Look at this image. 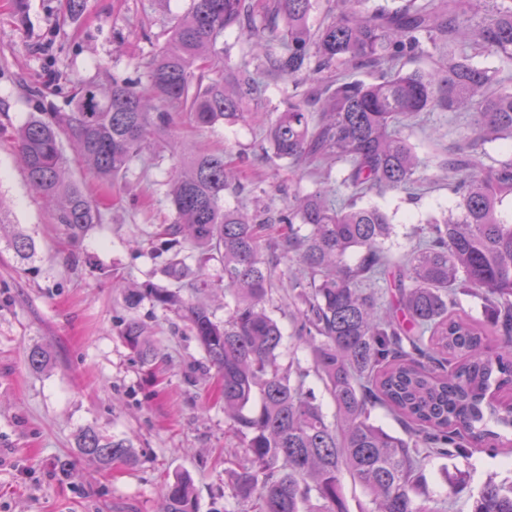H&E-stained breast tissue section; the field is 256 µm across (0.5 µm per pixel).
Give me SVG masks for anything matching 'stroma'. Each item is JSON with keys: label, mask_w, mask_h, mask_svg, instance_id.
Listing matches in <instances>:
<instances>
[{"label": "stroma", "mask_w": 512, "mask_h": 512, "mask_svg": "<svg viewBox=\"0 0 512 512\" xmlns=\"http://www.w3.org/2000/svg\"><path fill=\"white\" fill-rule=\"evenodd\" d=\"M188 7L189 0H86L73 16L67 0H0V206L36 247L25 260L0 238V512H160L165 482L184 472L194 480L198 512L234 506L225 461L243 459L245 449L228 431L200 343L186 320L147 301L128 309L120 291L170 285L151 252L156 225L173 218L165 182L174 157L164 155L147 170L135 165L114 188L70 157V177L101 213L85 240L72 245L30 188L12 138L38 106L69 111L78 82L110 74L148 86L147 60ZM468 121L465 112H425L404 128L424 191L415 199L393 191L380 200L393 216V256L413 244L431 214L452 205L440 163ZM261 128L251 120L198 132L179 120L172 137L188 150L222 148L233 160L241 189L225 193L227 202L276 212L288 191L314 184L303 166L266 158ZM132 316L165 356L157 369L143 366L120 335L122 320ZM36 343L51 354L40 372L26 361ZM87 426L132 439L138 464L99 475L95 462L77 454L76 437ZM62 458L73 463L66 478L56 471ZM450 473L465 479L455 494ZM425 474L435 503L471 512V496L485 482L512 479V455L476 448L430 460Z\"/></svg>", "instance_id": "1"}]
</instances>
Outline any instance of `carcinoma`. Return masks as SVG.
I'll list each match as a JSON object with an SVG mask.
<instances>
[{
	"mask_svg": "<svg viewBox=\"0 0 512 512\" xmlns=\"http://www.w3.org/2000/svg\"><path fill=\"white\" fill-rule=\"evenodd\" d=\"M191 0L164 45L146 62L149 85L114 77L81 84L67 112H39L16 131L30 186L50 204L52 223L80 242L99 223L92 198L66 176L71 150L98 180L117 185L151 138L180 114L198 129L244 119L261 88L246 68L257 60L286 81L282 109L263 129L273 157L290 163L344 164L332 200L322 189L296 191L288 206L264 216L224 202L235 172L219 151L180 157L166 195L173 221L158 226L163 272L172 288L123 289L130 310L148 300L187 320L206 365L223 383L224 415L245 457L230 469L238 512H349L344 481L369 497L368 512H447L427 497L425 465L433 456H466L512 430V0ZM243 39L240 68H223L218 43ZM458 53L425 70V45ZM500 67H482L478 55ZM462 110L470 122L441 165L455 205L420 228L400 259L386 244L394 224L369 194L420 190L419 158L399 126L422 112ZM501 142L493 158L486 145ZM10 247L25 260L33 239ZM298 261L283 281L262 249ZM219 263L212 279L206 270ZM393 290L381 308L366 287ZM294 290V339L309 351L313 372L334 403L325 413L306 386L308 373L280 365L284 330L267 310L273 292ZM224 288L233 299L216 319L182 290ZM483 301L484 319L454 312L458 294ZM502 336L487 344V328ZM121 337L144 365L158 357L138 319ZM31 370L48 366L41 344L27 353ZM382 406L405 425L392 434L371 419ZM80 455L107 470L133 465L130 441L94 427L77 437ZM164 512H197L190 475L167 485ZM471 512H512V482L489 481Z\"/></svg>",
	"mask_w": 512,
	"mask_h": 512,
	"instance_id": "1",
	"label": "carcinoma"
}]
</instances>
